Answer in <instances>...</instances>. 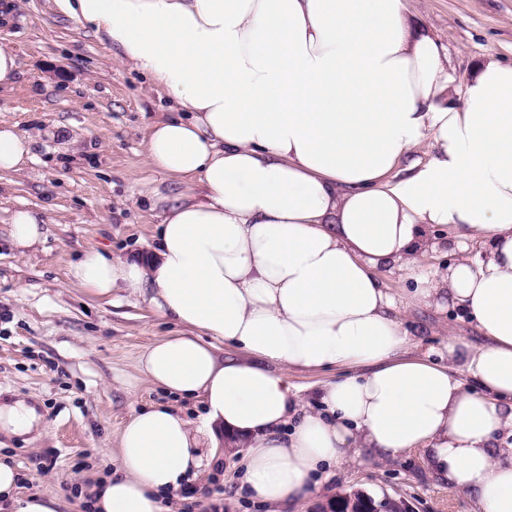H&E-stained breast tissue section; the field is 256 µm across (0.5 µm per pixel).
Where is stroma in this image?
I'll list each match as a JSON object with an SVG mask.
<instances>
[{
    "label": "stroma",
    "instance_id": "obj_1",
    "mask_svg": "<svg viewBox=\"0 0 512 512\" xmlns=\"http://www.w3.org/2000/svg\"><path fill=\"white\" fill-rule=\"evenodd\" d=\"M410 13L448 47V70L464 84L474 62L512 61V0H407ZM0 47L19 64L13 87L0 91V123L32 140L18 171L0 174V402L35 406L39 420L23 434H1L0 456L21 475L22 491L58 499L61 512H89L91 485L108 474L122 425L132 410L162 401L138 371L143 351L177 327L125 291L101 299L69 274L79 253L108 249L127 257L153 243L159 196L189 192L183 180L152 167L151 126L179 116L175 102L104 34L59 11L55 0H14L0 25ZM28 208L46 222L44 238L20 253L9 241L13 211ZM430 249L414 269L382 272L409 334L410 356H438L449 334L478 340L456 309L408 300L411 273L432 274L455 261L448 238L427 231ZM206 469L207 493L188 487L168 512H268L237 492L236 454ZM363 490L409 501L413 512H474L418 452L368 464L355 457L320 481L301 504Z\"/></svg>",
    "mask_w": 512,
    "mask_h": 512
}]
</instances>
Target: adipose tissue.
Here are the masks:
<instances>
[{
  "mask_svg": "<svg viewBox=\"0 0 512 512\" xmlns=\"http://www.w3.org/2000/svg\"><path fill=\"white\" fill-rule=\"evenodd\" d=\"M56 4L182 109L151 127L147 156L205 191L166 201L152 256L71 266L86 292L125 289L180 326L138 369L202 411L195 428L164 403L133 411L92 512H164L199 480L201 440L228 435L246 447L242 486L276 512L352 448L363 464L421 451L477 512H512V62L456 87L407 0ZM424 140L429 160L400 168ZM431 226L461 257L416 276L412 298L483 337L449 336L444 366L404 356L381 280L416 263ZM343 367L300 406L288 370ZM19 483L0 460V512H57Z\"/></svg>",
  "mask_w": 512,
  "mask_h": 512,
  "instance_id": "1",
  "label": "adipose tissue"
}]
</instances>
